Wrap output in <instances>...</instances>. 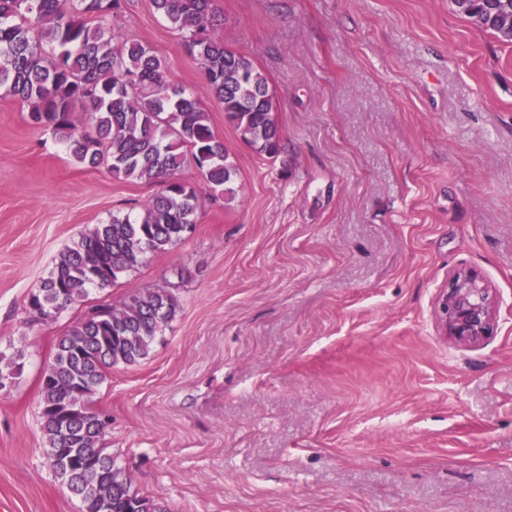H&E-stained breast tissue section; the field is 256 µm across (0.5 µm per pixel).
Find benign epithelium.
Masks as SVG:
<instances>
[{
	"label": "benign epithelium",
	"mask_w": 512,
	"mask_h": 512,
	"mask_svg": "<svg viewBox=\"0 0 512 512\" xmlns=\"http://www.w3.org/2000/svg\"><path fill=\"white\" fill-rule=\"evenodd\" d=\"M445 335L477 343L491 331L493 318L488 290L467 273H457L438 298Z\"/></svg>",
	"instance_id": "1"
}]
</instances>
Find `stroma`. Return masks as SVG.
Masks as SVG:
<instances>
[{"label": "stroma", "instance_id": "1", "mask_svg": "<svg viewBox=\"0 0 512 512\" xmlns=\"http://www.w3.org/2000/svg\"><path fill=\"white\" fill-rule=\"evenodd\" d=\"M211 30L265 75L284 152L224 119L151 0L115 34L198 98L238 175L192 233L48 322L29 296L60 255L153 186L88 169L0 91V502L81 512L41 429L55 345L102 303L178 307L92 398L102 445L168 512H512V44L452 0H215ZM488 288L493 330L443 335L449 278Z\"/></svg>", "mask_w": 512, "mask_h": 512}]
</instances>
